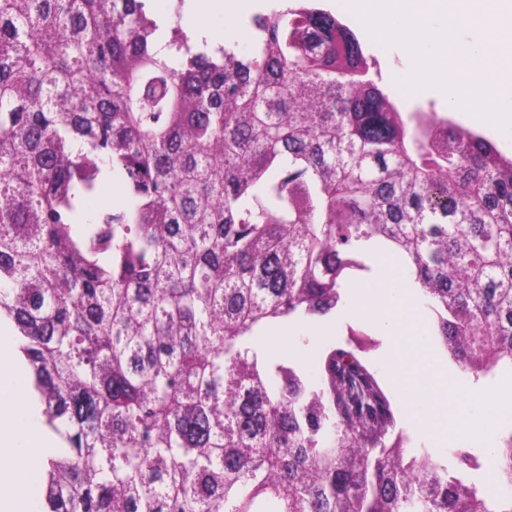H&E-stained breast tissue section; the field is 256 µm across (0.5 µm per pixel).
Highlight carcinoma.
Segmentation results:
<instances>
[{
	"instance_id": "carcinoma-1",
	"label": "carcinoma",
	"mask_w": 512,
	"mask_h": 512,
	"mask_svg": "<svg viewBox=\"0 0 512 512\" xmlns=\"http://www.w3.org/2000/svg\"><path fill=\"white\" fill-rule=\"evenodd\" d=\"M247 39L0 0V318L53 441L44 512H512L408 452L355 349L312 379L254 344L383 244L462 370H512V156L396 94L318 0ZM116 175L128 204L90 209Z\"/></svg>"
}]
</instances>
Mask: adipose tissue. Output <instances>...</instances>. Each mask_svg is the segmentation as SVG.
<instances>
[{"mask_svg": "<svg viewBox=\"0 0 512 512\" xmlns=\"http://www.w3.org/2000/svg\"><path fill=\"white\" fill-rule=\"evenodd\" d=\"M391 273L382 280L353 285V308L372 315L376 327L388 340L407 338V367L397 376L401 392L416 388L419 365L428 355L421 339L418 316L408 301L411 274L384 257ZM22 389L16 381H0V512H35V486L27 474L37 463L36 451L45 447L44 439L23 431L18 415L10 411L11 402L20 400Z\"/></svg>", "mask_w": 512, "mask_h": 512, "instance_id": "1", "label": "adipose tissue"}]
</instances>
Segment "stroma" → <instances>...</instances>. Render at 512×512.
<instances>
[{
    "label": "stroma",
    "instance_id": "35a3bbf8",
    "mask_svg": "<svg viewBox=\"0 0 512 512\" xmlns=\"http://www.w3.org/2000/svg\"><path fill=\"white\" fill-rule=\"evenodd\" d=\"M284 2L285 0H252L253 7L250 10L232 13L216 11L207 15L203 23L218 35L220 43H241L245 40L246 26L252 14L281 9ZM356 35L366 52L376 58L377 68L386 83L392 84L401 78L408 67V57L402 49L383 45L361 29L357 30ZM348 310V305L343 304L332 314L317 320L282 321L275 328L260 331L255 344L269 360H288L311 375L315 372L320 354L326 348L347 345L352 333L362 331L367 334L368 343L359 350L358 356L375 374L380 385H387L389 377L403 366V359L396 355L395 344L380 336L371 318L349 316ZM429 346L431 355L428 361L420 365V391L427 392L435 386V366L447 367L453 380V387L448 395L449 403L468 406L471 418L481 417L493 424H500L505 409L497 404L493 393L503 387L512 386V371L501 369L477 379L451 362L447 352L437 341H430ZM476 386L484 390V398L478 399L472 395L471 390ZM390 399L395 411L397 430L403 436L409 451L426 450L435 461L447 467L449 474L459 473L466 480L494 485L495 478L489 461H482L480 467L459 471L456 453L468 449L466 439L452 437L445 442L435 439L420 423L406 417L404 400L400 395L391 394Z\"/></svg>",
    "mask_w": 512,
    "mask_h": 512
}]
</instances>
